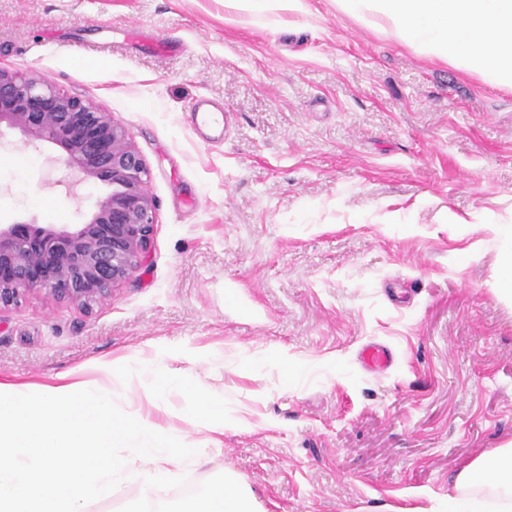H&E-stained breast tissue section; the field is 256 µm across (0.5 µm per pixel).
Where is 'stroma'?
Listing matches in <instances>:
<instances>
[{"label": "stroma", "mask_w": 512, "mask_h": 512, "mask_svg": "<svg viewBox=\"0 0 512 512\" xmlns=\"http://www.w3.org/2000/svg\"><path fill=\"white\" fill-rule=\"evenodd\" d=\"M172 44L169 53L158 43ZM0 69L123 126L156 203L148 258L84 310H0V381L204 348L220 446L191 402L158 422L200 450L158 495L229 476L259 512H444L456 473L512 443V89L306 0L277 26L224 0H0ZM202 99L221 141L193 125ZM0 135V224H82L108 188ZM393 366L362 368L361 347ZM361 365L369 371H385L394 362L391 349L383 344L369 343L364 345L359 352Z\"/></svg>", "instance_id": "35a3bbf8"}]
</instances>
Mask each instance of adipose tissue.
Listing matches in <instances>:
<instances>
[{
  "mask_svg": "<svg viewBox=\"0 0 512 512\" xmlns=\"http://www.w3.org/2000/svg\"><path fill=\"white\" fill-rule=\"evenodd\" d=\"M362 21L381 19L422 54L477 72L490 84L512 87V0H336ZM203 364L202 353L171 361L128 357L98 364L108 378L146 382V407L123 418L104 388L71 376L50 384L0 383V512H86L108 499L116 481L136 478L149 499L173 466L191 458V441L158 423L151 412L183 377ZM193 414L223 434L224 402L203 386L189 391ZM505 489L498 512H512V448L480 455L456 475L459 487ZM186 512H255L246 494L213 482L185 505Z\"/></svg>",
  "mask_w": 512,
  "mask_h": 512,
  "instance_id": "adipose-tissue-1",
  "label": "adipose tissue"
}]
</instances>
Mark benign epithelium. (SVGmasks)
I'll return each mask as SVG.
<instances>
[{
  "mask_svg": "<svg viewBox=\"0 0 512 512\" xmlns=\"http://www.w3.org/2000/svg\"><path fill=\"white\" fill-rule=\"evenodd\" d=\"M3 124L60 146L69 169L112 190L84 224L0 225V308L43 293L88 309L147 257L155 203L145 162L108 113L44 80L0 70Z\"/></svg>",
  "mask_w": 512,
  "mask_h": 512,
  "instance_id": "benign-epithelium-1",
  "label": "benign epithelium"
}]
</instances>
